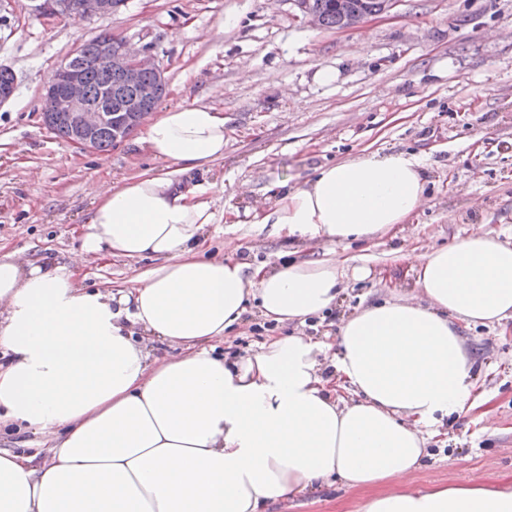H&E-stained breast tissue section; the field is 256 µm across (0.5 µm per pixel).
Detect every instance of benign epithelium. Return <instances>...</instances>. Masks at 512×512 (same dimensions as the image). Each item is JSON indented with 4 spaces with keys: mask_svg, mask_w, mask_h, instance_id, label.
I'll return each instance as SVG.
<instances>
[{
    "mask_svg": "<svg viewBox=\"0 0 512 512\" xmlns=\"http://www.w3.org/2000/svg\"><path fill=\"white\" fill-rule=\"evenodd\" d=\"M302 15L313 25L324 27L321 10L314 0H293ZM342 10V28H352L369 17L388 12L396 0H381V7L371 13L351 11L348 0H336ZM124 4V0H41L38 10L45 16H59L76 12L86 17L109 15ZM98 58L116 73L121 82L134 89L131 95L112 93V85L101 88L95 99L89 98L84 81L83 65L74 57L67 58L59 67L55 80L45 88L42 101L44 123L51 128L57 118L66 119L69 141L81 148L97 149L100 131L112 126L113 142L128 135L131 128L140 126L148 117L147 108L157 101L160 90L166 88L163 69L155 64L150 50L135 53L125 42L108 35L98 42ZM154 81L144 80L145 75Z\"/></svg>",
    "mask_w": 512,
    "mask_h": 512,
    "instance_id": "1",
    "label": "benign epithelium"
}]
</instances>
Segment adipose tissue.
<instances>
[{"instance_id": "ef3b65f1", "label": "adipose tissue", "mask_w": 512, "mask_h": 512, "mask_svg": "<svg viewBox=\"0 0 512 512\" xmlns=\"http://www.w3.org/2000/svg\"><path fill=\"white\" fill-rule=\"evenodd\" d=\"M142 140L169 171L99 185L77 250L0 254V430L51 443L0 448V512H266L334 484L365 492L358 512H512V486H412L424 426L481 404L459 328L512 320V234L475 224L404 252L415 295L360 306L316 338L303 325L345 277L369 274L338 244L408 223L425 161L375 150L282 187L254 218L287 246L260 266L230 241L206 255L215 215L182 181L223 158V115L168 108ZM315 241L324 257L302 258ZM91 256L154 264L132 287L92 289ZM251 309L288 333L249 356L218 351Z\"/></svg>"}]
</instances>
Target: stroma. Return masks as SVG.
Masks as SVG:
<instances>
[{
	"instance_id": "1",
	"label": "stroma",
	"mask_w": 512,
	"mask_h": 512,
	"mask_svg": "<svg viewBox=\"0 0 512 512\" xmlns=\"http://www.w3.org/2000/svg\"><path fill=\"white\" fill-rule=\"evenodd\" d=\"M223 15L239 22L218 35ZM103 31L151 48L167 78L161 108L203 103L224 115V156L193 177L215 214L210 252L234 238L251 261L278 262L281 239L252 211L276 183L305 184L367 147L425 159L426 204L402 231L345 245L370 275L350 282L309 335L334 334L360 304L410 290L398 250L451 242L472 224L512 232V0H397L345 31L312 27L293 0H125L76 32L66 16L38 12L35 0H0V68L16 78L0 106V251L37 259L76 249L95 186L162 166L141 130L92 152L42 122L45 75ZM365 31L371 45L362 54ZM324 69L334 83L319 80ZM150 265L104 258L83 273L89 284L128 286ZM461 335L481 368L484 404L443 419L419 488L512 483V322ZM362 497L324 486L271 512H356Z\"/></svg>"
}]
</instances>
